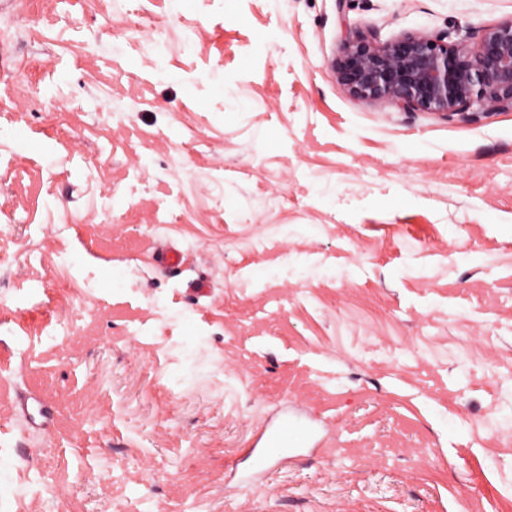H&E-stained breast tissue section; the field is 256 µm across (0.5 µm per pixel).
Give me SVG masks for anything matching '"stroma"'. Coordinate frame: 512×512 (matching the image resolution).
Returning a JSON list of instances; mask_svg holds the SVG:
<instances>
[{"mask_svg":"<svg viewBox=\"0 0 512 512\" xmlns=\"http://www.w3.org/2000/svg\"><path fill=\"white\" fill-rule=\"evenodd\" d=\"M181 8L194 36L150 0L155 57L116 0H41L50 80L0 102V316L42 290L9 382L62 410L37 432L0 395V490L41 480L12 512H512V111L372 106L331 69L346 31L471 46L512 0ZM55 312L72 334L39 339ZM286 412L324 453L232 483Z\"/></svg>","mask_w":512,"mask_h":512,"instance_id":"stroma-1","label":"stroma"}]
</instances>
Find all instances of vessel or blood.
Listing matches in <instances>:
<instances>
[{
    "label": "vessel or blood",
    "mask_w": 512,
    "mask_h": 512,
    "mask_svg": "<svg viewBox=\"0 0 512 512\" xmlns=\"http://www.w3.org/2000/svg\"><path fill=\"white\" fill-rule=\"evenodd\" d=\"M12 406L14 413L35 430L47 431L55 426V407L41 394L13 391ZM311 437L312 429L307 424L281 417L269 431L263 432L261 446L245 449L244 454L251 460L252 468L240 475L239 484L250 483L255 476L268 474L282 454L305 448Z\"/></svg>",
    "instance_id": "b4317fda"
}]
</instances>
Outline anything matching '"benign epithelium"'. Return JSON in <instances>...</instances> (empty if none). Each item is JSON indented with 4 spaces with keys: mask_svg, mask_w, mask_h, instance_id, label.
<instances>
[{
    "mask_svg": "<svg viewBox=\"0 0 512 512\" xmlns=\"http://www.w3.org/2000/svg\"><path fill=\"white\" fill-rule=\"evenodd\" d=\"M332 69L354 98L405 112H432L462 122L471 109H512V19L486 27L475 46L448 33H404L382 42L348 36Z\"/></svg>",
    "mask_w": 512,
    "mask_h": 512,
    "instance_id": "obj_1",
    "label": "benign epithelium"
}]
</instances>
